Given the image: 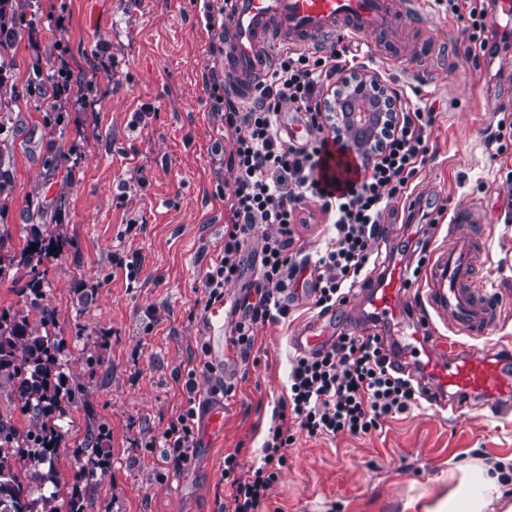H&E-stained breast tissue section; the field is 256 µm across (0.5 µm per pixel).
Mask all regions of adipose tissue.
I'll return each instance as SVG.
<instances>
[{"label":"adipose tissue","mask_w":512,"mask_h":512,"mask_svg":"<svg viewBox=\"0 0 512 512\" xmlns=\"http://www.w3.org/2000/svg\"><path fill=\"white\" fill-rule=\"evenodd\" d=\"M499 476L492 467L469 472L427 512H512V500L505 497Z\"/></svg>","instance_id":"ef3b65f1"}]
</instances>
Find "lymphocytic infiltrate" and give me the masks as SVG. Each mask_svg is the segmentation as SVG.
Instances as JSON below:
<instances>
[{"mask_svg":"<svg viewBox=\"0 0 512 512\" xmlns=\"http://www.w3.org/2000/svg\"><path fill=\"white\" fill-rule=\"evenodd\" d=\"M343 54L317 55L302 49L282 51L271 74L251 90L247 102L222 95V83L209 89L222 108L225 128L234 138L228 157L234 189L224 221V247L204 277V304L223 298L225 283L241 277L248 249L259 265L253 296L244 297L245 316L234 328L235 342L249 354L260 324L287 318L291 288L312 289L315 305L328 311L367 284L381 265L378 245L388 234L389 207L408 199L414 177L428 160L425 135L431 113L399 104L401 119L369 163L358 164L354 178L337 183L327 176L333 155H345L321 112L324 90L345 64ZM303 113L306 141L282 135L284 103ZM324 217V246L305 252L299 230ZM275 234H268V227ZM422 397L413 380L394 370L377 343L344 334L327 349L292 359L288 397L274 411V424L262 442L259 465L239 473L237 453L224 456V480L231 491L217 512H263L268 492L288 461L296 431L311 437L367 436L385 419L405 413ZM194 409L172 420L162 436L164 466L181 467L198 447Z\"/></svg>","mask_w":512,"mask_h":512,"instance_id":"1","label":"lymphocytic infiltrate"}]
</instances>
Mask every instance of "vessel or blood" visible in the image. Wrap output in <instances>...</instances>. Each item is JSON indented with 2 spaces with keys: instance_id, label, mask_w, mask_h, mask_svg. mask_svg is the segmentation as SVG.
Segmentation results:
<instances>
[{
  "instance_id": "b4317fda",
  "label": "vessel or blood",
  "mask_w": 512,
  "mask_h": 512,
  "mask_svg": "<svg viewBox=\"0 0 512 512\" xmlns=\"http://www.w3.org/2000/svg\"><path fill=\"white\" fill-rule=\"evenodd\" d=\"M400 18L426 22L424 0H224V74L231 92L244 99L269 70V46L314 45L331 35L364 37L392 29ZM481 262V247L462 238L433 254L419 290L410 289L405 264L392 261L363 294L375 316L372 337L382 342L387 332H397V355L417 360V382L426 400L457 413L470 399H479L495 416L506 417L512 415V352L450 342L437 328L448 320L457 333L475 338L496 326L501 308L476 276ZM234 300L226 295L206 313V349L217 364L229 359L233 346L224 321ZM339 329L335 313L319 314L291 336L290 344L297 352L312 353L333 343ZM225 410L221 388L211 386L203 416L208 433L223 430Z\"/></svg>"
}]
</instances>
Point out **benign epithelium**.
Returning <instances> with one entry per match:
<instances>
[{"label":"benign epithelium","mask_w":512,"mask_h":512,"mask_svg":"<svg viewBox=\"0 0 512 512\" xmlns=\"http://www.w3.org/2000/svg\"><path fill=\"white\" fill-rule=\"evenodd\" d=\"M395 92L366 72L345 74L336 82L330 108L336 114V134L372 157L380 140L399 119L385 101Z\"/></svg>","instance_id":"7a95c632"}]
</instances>
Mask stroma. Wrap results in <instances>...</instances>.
<instances>
[{
  "mask_svg": "<svg viewBox=\"0 0 512 512\" xmlns=\"http://www.w3.org/2000/svg\"><path fill=\"white\" fill-rule=\"evenodd\" d=\"M219 0H37L24 23L11 68L18 123L12 144L13 191L0 208L12 248L40 214L59 250L50 263L46 302L55 307V338L70 351L68 374L81 390L64 424L60 466L71 473L89 419L110 430V467L96 492V512H216L224 455L242 467L261 457L264 434L288 389V338L315 315L312 300L261 328L249 359L206 369L202 347V279L223 246L233 177L225 130L206 83L223 72L215 51L220 28L205 26ZM426 32L379 34L387 48L450 42L446 74L395 67L366 39L350 38L364 72L430 109L429 159L419 171L416 212L440 213L431 246L472 233L487 246L482 281L501 304L483 345L512 347V94L497 69L483 65L458 37L447 6L428 0ZM63 56L88 95L57 94L32 84L33 70ZM55 112H48V105ZM59 158L51 171L48 161ZM470 213L455 224V209ZM139 224L127 232L128 222ZM138 256L135 285L112 267L114 256ZM94 364H86V357ZM203 390L231 383L224 432L201 439L180 470L162 467L158 444L187 404L184 384ZM512 459V415L486 410L457 415L421 403L386 419L366 438L333 440L297 433L264 512H426L448 492L453 465Z\"/></svg>",
  "mask_w": 512,
  "mask_h": 512,
  "instance_id": "1",
  "label": "stroma"
}]
</instances>
